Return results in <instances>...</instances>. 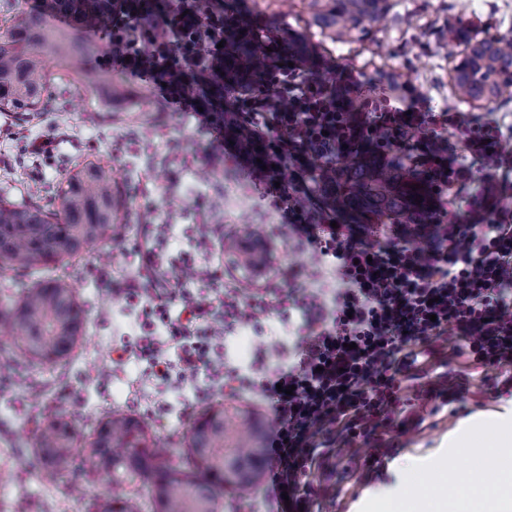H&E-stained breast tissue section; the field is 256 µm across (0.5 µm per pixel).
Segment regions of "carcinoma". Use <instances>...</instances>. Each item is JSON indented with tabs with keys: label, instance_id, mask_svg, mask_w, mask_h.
<instances>
[{
	"label": "carcinoma",
	"instance_id": "obj_1",
	"mask_svg": "<svg viewBox=\"0 0 512 512\" xmlns=\"http://www.w3.org/2000/svg\"><path fill=\"white\" fill-rule=\"evenodd\" d=\"M112 0H51L68 18L65 28L49 26L42 13L22 11L0 35V111L39 112L52 69L102 112L112 111V90L122 79L103 70L102 49L81 32L106 23ZM307 26L341 44H363L386 17L389 0H302ZM440 38L460 45L449 72L458 102L480 109L512 101V33L481 37L461 23H450ZM263 41L244 53L251 76L266 66ZM366 143L346 158L318 170L316 179L335 188L332 205L345 224H427L431 202L426 172L410 170L403 160L380 162ZM420 202H415V199ZM58 207L17 202L0 194V268L27 276L57 270L26 286L0 309V327L13 338L4 367L17 372L52 368L68 360L84 339L88 314L70 276L62 273L73 261L112 243L121 233L124 208L118 187L102 160L74 165L57 191ZM253 244L225 238L222 247L244 271L266 262L252 230ZM262 423L255 413L218 400L197 409L182 442L157 445L150 426L137 416L115 410L100 417L87 434L76 432L64 417L45 419L32 442L15 449L34 462L39 477L50 484L73 482L77 457L90 463L81 470L91 486L107 476L127 485L132 494L97 506L94 512H223L224 495L245 496L264 474L259 448Z\"/></svg>",
	"mask_w": 512,
	"mask_h": 512
}]
</instances>
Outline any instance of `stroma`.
I'll use <instances>...</instances> for the list:
<instances>
[{
    "label": "stroma",
    "instance_id": "obj_1",
    "mask_svg": "<svg viewBox=\"0 0 512 512\" xmlns=\"http://www.w3.org/2000/svg\"><path fill=\"white\" fill-rule=\"evenodd\" d=\"M255 32H273L281 40L293 42L301 32L320 53L318 81L335 86L338 71L355 72L363 89L379 86L377 66L406 74V96L421 95L432 104L452 112L465 111L449 89L448 72L453 52L443 49L438 38L427 36L428 27H443L459 17L479 32L502 34L512 30V0H392L387 26L377 32L378 62L360 52L358 45L333 42L306 27V15L297 0H234ZM124 93L114 98L112 109L99 112L80 98L65 82L54 80L48 95L51 107L30 114L0 112V189L9 188L12 199H26L48 206L65 173L75 164L94 159L107 161L112 178L121 192L139 188L136 198L126 201L123 222L126 239L135 238L142 223L167 225L173 239L172 253L193 254L203 263L205 254L187 238L188 225L206 221L211 227L236 236H245L258 224H275L278 213L245 180L232 160H225L222 174L210 172L212 141L205 130L176 112L160 115L152 89L127 77ZM139 130L138 141L118 147L121 136ZM53 135L51 153L32 151L31 145ZM179 146L188 164L179 181H172L168 161L163 160L165 143ZM220 195V211L199 218L191 205L194 194ZM265 266L244 275L232 262L224 267L231 283L250 289L256 282L276 277L280 268L296 265L311 269V254L293 249L286 238H265ZM138 266L136 256L125 249L124 241L114 242L108 259L90 251L68 273L78 286L88 311L87 337L74 357L51 370H31L28 377L0 382V512L8 504L21 501L25 512H84L85 498L103 500L117 488L108 478H100L87 488L84 499L68 489L43 482L15 447L29 441L39 421L65 411L75 424L90 429L104 412L124 409L137 414L157 432L164 444H178L186 430L179 415L183 402L191 398L190 387L179 382L157 386L148 381V364L130 361L123 374L112 373V345L124 328L114 324L118 305L96 279V270L121 277ZM462 342L456 337L437 341L428 358L422 359L418 388L435 389L442 372L462 370L464 409L445 407L438 412L422 410L423 421L395 434L389 458L373 468L364 461L373 448L363 444L340 450L325 448L317 456L306 481L317 492L313 512H362L365 500L375 494L397 496L405 512H427L433 495H445V476L451 475L457 459L481 463L492 461L481 453L497 438L502 417L512 415V394H500L484 381L486 368L469 364L458 355ZM69 386L70 395L60 393Z\"/></svg>",
    "mask_w": 512,
    "mask_h": 512
}]
</instances>
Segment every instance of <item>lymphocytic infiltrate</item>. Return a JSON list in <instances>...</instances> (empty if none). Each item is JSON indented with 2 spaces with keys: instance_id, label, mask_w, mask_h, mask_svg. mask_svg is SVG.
<instances>
[{
  "instance_id": "obj_1",
  "label": "lymphocytic infiltrate",
  "mask_w": 512,
  "mask_h": 512,
  "mask_svg": "<svg viewBox=\"0 0 512 512\" xmlns=\"http://www.w3.org/2000/svg\"><path fill=\"white\" fill-rule=\"evenodd\" d=\"M168 2L161 15L155 0H113L104 64L156 87L166 107L214 133L272 199L294 243L311 252L314 284H300L292 268L287 284L262 281L245 294L210 258L196 269L198 289L163 285L156 273L169 238L161 225L143 224L136 273L112 282L137 332L113 346L112 369L148 359L152 380L163 384L178 374L201 402L210 397L198 385L202 378L232 393L259 394L272 419L268 493L280 512H312L315 491L304 477L320 449L371 442L379 455L389 454L390 433L423 399L404 393L431 341L456 336L475 363L512 366V215L494 211L490 191L502 164L499 131L492 120L422 99L363 93L349 77L330 92L298 63L268 64L260 91L242 76L236 101L225 102L216 98L213 79L237 69L252 32L222 0L205 14L190 0ZM145 38L152 53L139 48ZM415 127L427 132L421 162L437 220L424 244L408 242L402 224L381 241L373 239V225H335L326 189L310 184L311 158L330 164L370 141L383 160L406 148ZM244 129L247 146L239 141ZM450 147L482 159L488 172L479 177L455 164L445 155ZM474 182L480 189L464 223L443 201L449 190ZM174 303L179 314L166 317ZM264 316L278 317L286 332L255 349L246 367L221 362L225 333L260 329Z\"/></svg>"
}]
</instances>
